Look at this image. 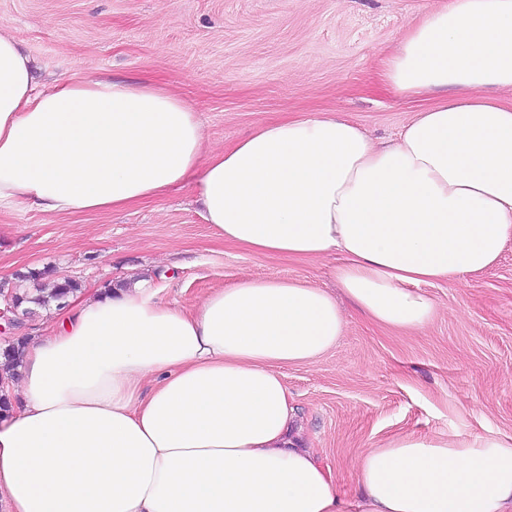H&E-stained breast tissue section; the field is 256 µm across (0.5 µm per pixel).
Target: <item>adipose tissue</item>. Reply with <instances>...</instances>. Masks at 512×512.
I'll list each match as a JSON object with an SVG mask.
<instances>
[{
  "mask_svg": "<svg viewBox=\"0 0 512 512\" xmlns=\"http://www.w3.org/2000/svg\"><path fill=\"white\" fill-rule=\"evenodd\" d=\"M429 97L397 140L321 112L228 151L170 87L73 74L40 88L0 34V209L107 212L194 180L203 219L251 253L337 257L354 309L425 327L421 287L482 271L512 239V0H448L385 72ZM346 318L301 280H243L187 310L152 280L72 299L27 340L0 419L8 512H512V436H402L355 461L347 502L293 435L281 369Z\"/></svg>",
  "mask_w": 512,
  "mask_h": 512,
  "instance_id": "adipose-tissue-1",
  "label": "adipose tissue"
}]
</instances>
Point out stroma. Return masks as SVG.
Returning a JSON list of instances; mask_svg holds the SVG:
<instances>
[{"label":"stroma","instance_id":"obj_1","mask_svg":"<svg viewBox=\"0 0 512 512\" xmlns=\"http://www.w3.org/2000/svg\"><path fill=\"white\" fill-rule=\"evenodd\" d=\"M448 0H0V33L36 61L45 85L81 72L168 84L227 150L260 126L336 111L376 143L419 100L384 80L406 32ZM333 259L258 257L199 216L192 182L104 213L0 212V281L30 269L93 291L171 269L164 300L190 309L244 279L331 287ZM432 321L403 332L351 315L336 348L283 367L296 429L357 495L355 458L401 435H512V241L487 270L430 286Z\"/></svg>","mask_w":512,"mask_h":512}]
</instances>
